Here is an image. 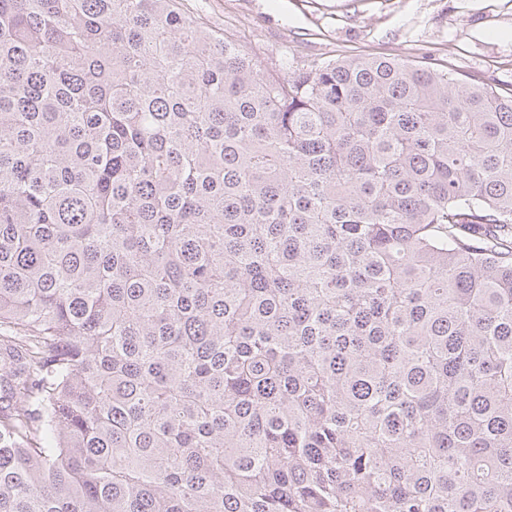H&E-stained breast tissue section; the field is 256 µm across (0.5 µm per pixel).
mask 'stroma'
Instances as JSON below:
<instances>
[{"instance_id":"35a3bbf8","label":"stroma","mask_w":512,"mask_h":512,"mask_svg":"<svg viewBox=\"0 0 512 512\" xmlns=\"http://www.w3.org/2000/svg\"><path fill=\"white\" fill-rule=\"evenodd\" d=\"M268 69L359 54L512 90V0H178Z\"/></svg>"}]
</instances>
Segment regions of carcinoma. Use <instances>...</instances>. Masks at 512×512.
Listing matches in <instances>:
<instances>
[{
    "mask_svg": "<svg viewBox=\"0 0 512 512\" xmlns=\"http://www.w3.org/2000/svg\"><path fill=\"white\" fill-rule=\"evenodd\" d=\"M0 512H512V95L0 0Z\"/></svg>",
    "mask_w": 512,
    "mask_h": 512,
    "instance_id": "obj_1",
    "label": "carcinoma"
}]
</instances>
